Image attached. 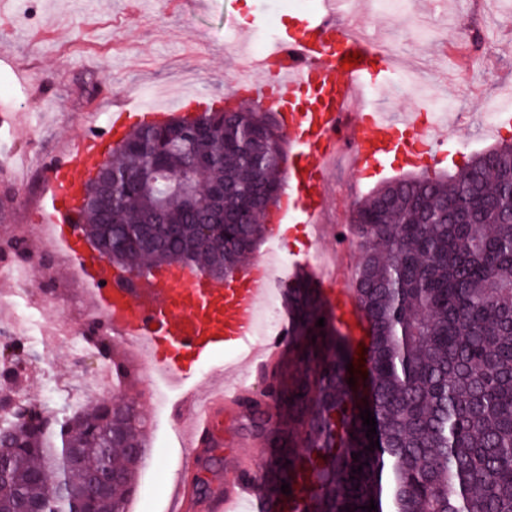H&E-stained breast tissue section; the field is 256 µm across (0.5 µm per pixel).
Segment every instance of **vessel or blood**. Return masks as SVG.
<instances>
[{
	"label": "vessel or blood",
	"mask_w": 512,
	"mask_h": 512,
	"mask_svg": "<svg viewBox=\"0 0 512 512\" xmlns=\"http://www.w3.org/2000/svg\"><path fill=\"white\" fill-rule=\"evenodd\" d=\"M349 7L350 0H317L300 28L279 30L266 53L240 55V77L226 93L231 100L272 102L280 108L284 130L298 150L289 159V185L279 210L300 215L309 248L315 252L324 250L329 233L321 218L327 209V171L339 134H346L351 143L347 158L357 176L379 171L393 154L400 155L406 168L430 167L441 160L439 147L446 139L444 130L435 125L417 144L402 145V132L419 125L417 113L398 122L381 110H367L361 102L363 89L380 86L394 71L396 60L341 23ZM353 51L361 53V62L342 67L346 53ZM169 119V113L149 110L134 97L115 99L101 132L78 138L54 162L44 187L43 220L52 225L55 241L93 291L89 325L103 326L109 335L144 346L151 362L179 384H185L193 365L227 350L240 353L256 372L272 374L283 360L293 328L287 320L276 335L257 336L262 298L289 284L288 278L274 274L264 256L224 280L211 279L186 264L140 276L113 266L85 243L81 229L87 182L131 128ZM315 282L326 289L327 307L337 325L352 345H360L364 315L351 288L331 289L329 280L321 276ZM248 390L234 363L224 368L223 388L208 389L201 383L188 387L172 410L178 424L188 427L182 442L188 465L198 464L225 408L236 405ZM268 467L261 461L247 474L236 475L226 491L214 492L204 501L206 512H264L266 505L256 485ZM317 468L315 450L301 452L296 497L313 493Z\"/></svg>",
	"instance_id": "vessel-or-blood-1"
}]
</instances>
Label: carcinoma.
I'll list each match as a JSON object with an SVG mask.
<instances>
[{
    "instance_id": "obj_1",
    "label": "carcinoma",
    "mask_w": 512,
    "mask_h": 512,
    "mask_svg": "<svg viewBox=\"0 0 512 512\" xmlns=\"http://www.w3.org/2000/svg\"><path fill=\"white\" fill-rule=\"evenodd\" d=\"M287 161L277 113L249 103L141 125L112 151V201L91 193L85 234L117 267L193 264L230 277L268 231ZM186 181L200 202L224 183L223 206L188 207ZM240 211L249 223H234ZM208 223V236L195 233ZM350 224L360 239L353 290L369 327L366 380L348 384L342 332L308 345L323 308L309 290L288 289L297 366L270 394L241 399L247 432L278 446L271 498L294 485L302 449L319 448L316 492L298 512H364L372 503L378 512H512V142L472 154L454 175L382 183L352 204ZM25 373L18 359L0 372V512H19L58 477L67 498H45V512H126L146 453L138 399L22 426L13 392ZM367 408L379 441L369 451ZM66 444L82 448L91 468L69 465ZM99 468L126 480L88 501Z\"/></svg>"
}]
</instances>
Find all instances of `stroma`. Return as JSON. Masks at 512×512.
I'll return each mask as SVG.
<instances>
[{
    "label": "stroma",
    "mask_w": 512,
    "mask_h": 512,
    "mask_svg": "<svg viewBox=\"0 0 512 512\" xmlns=\"http://www.w3.org/2000/svg\"><path fill=\"white\" fill-rule=\"evenodd\" d=\"M299 14L290 0H12L0 21V52L10 53L29 79L0 94V266L25 265L31 275L19 300L15 281L0 283V327L18 310L33 315L6 353L29 361L18 401L60 413L91 408L96 397L86 379L103 362L90 347L57 349L48 364L35 356L34 334L55 315L56 301H65L75 324L84 320L82 286L68 278L67 256L29 232L55 154L104 124L113 97L142 96L159 85L172 97H223L237 72L236 28L252 27L258 36ZM354 22L397 49L429 87L440 88L445 74L456 76L444 172L456 173L472 153L512 137L504 124L488 135L481 111L512 85V0H362ZM447 41L464 46V54L445 51ZM135 372L134 382L110 381L108 392L140 397L149 447L137 486L149 488L152 512H171L173 484L190 486L196 475L182 467L171 414L177 392L167 390L161 410L153 411L149 372ZM49 379L58 390L53 400L42 397ZM244 424L241 410L225 411L213 485L226 487L239 470Z\"/></svg>",
    "instance_id": "1"
}]
</instances>
